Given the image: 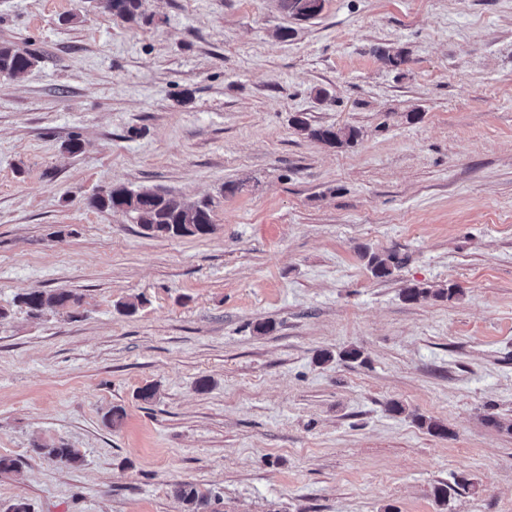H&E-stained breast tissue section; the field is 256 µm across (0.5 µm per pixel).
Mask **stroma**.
<instances>
[{"mask_svg":"<svg viewBox=\"0 0 512 512\" xmlns=\"http://www.w3.org/2000/svg\"><path fill=\"white\" fill-rule=\"evenodd\" d=\"M145 13L0 0V43L38 56L0 76V512H184L182 482L205 512H512V0ZM114 183L212 200L214 230L87 207ZM34 290L82 303L33 319ZM298 129L307 132V135L318 141L328 145L341 147L350 145L356 141L358 132L354 128H336L334 126H322L311 128L306 122H297ZM401 261L396 254H372L369 256L368 265L375 277L384 278L393 274L400 267ZM34 448L37 453L48 455L69 465H77L82 460L75 448L65 445L35 444ZM176 497L185 505L186 512H202L206 496L190 483H180L174 489Z\"/></svg>","mask_w":512,"mask_h":512,"instance_id":"obj_1","label":"stroma"}]
</instances>
